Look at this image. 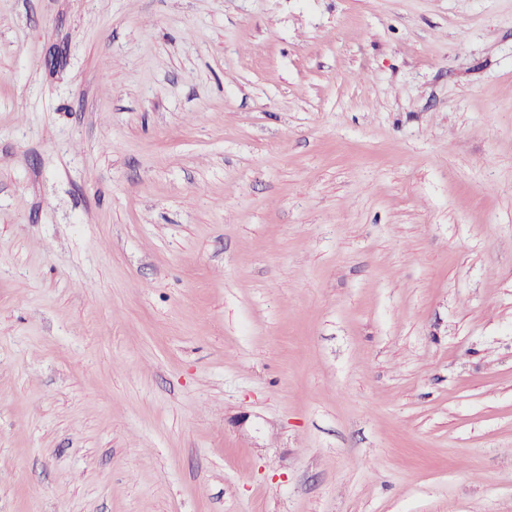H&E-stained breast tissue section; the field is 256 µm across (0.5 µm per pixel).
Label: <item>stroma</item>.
Segmentation results:
<instances>
[{"label":"stroma","mask_w":512,"mask_h":512,"mask_svg":"<svg viewBox=\"0 0 512 512\" xmlns=\"http://www.w3.org/2000/svg\"><path fill=\"white\" fill-rule=\"evenodd\" d=\"M0 512H512V0H0Z\"/></svg>","instance_id":"stroma-1"}]
</instances>
